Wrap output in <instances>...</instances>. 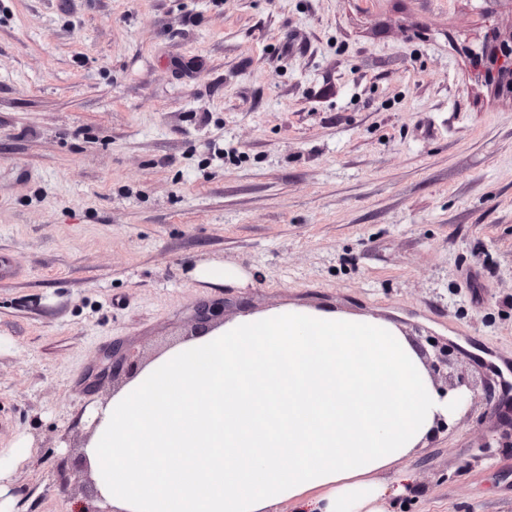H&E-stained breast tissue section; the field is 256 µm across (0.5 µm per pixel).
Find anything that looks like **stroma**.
I'll use <instances>...</instances> for the list:
<instances>
[{
  "label": "stroma",
  "instance_id": "1",
  "mask_svg": "<svg viewBox=\"0 0 512 512\" xmlns=\"http://www.w3.org/2000/svg\"><path fill=\"white\" fill-rule=\"evenodd\" d=\"M512 0H0V452L14 512H75L58 460L190 307L288 302L434 335L477 404L386 512H512V96L471 51ZM235 265L247 286L190 271ZM30 454V447L28 446V442L21 440L9 453L8 458L2 464V457L0 453V510L2 512H11L8 511L9 503H10V495L9 489L6 486L1 485V480L8 476L9 467L12 464H18L23 461ZM1 498H3L1 500Z\"/></svg>",
  "mask_w": 512,
  "mask_h": 512
}]
</instances>
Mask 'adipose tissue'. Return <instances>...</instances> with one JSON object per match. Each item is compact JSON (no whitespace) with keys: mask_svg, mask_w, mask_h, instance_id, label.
<instances>
[{"mask_svg":"<svg viewBox=\"0 0 512 512\" xmlns=\"http://www.w3.org/2000/svg\"><path fill=\"white\" fill-rule=\"evenodd\" d=\"M462 404L398 322L288 303L145 363L81 452L103 512H384L413 476L382 473Z\"/></svg>","mask_w":512,"mask_h":512,"instance_id":"obj_1","label":"adipose tissue"}]
</instances>
